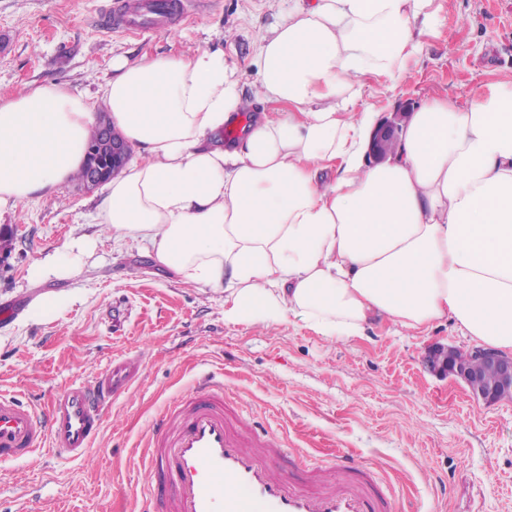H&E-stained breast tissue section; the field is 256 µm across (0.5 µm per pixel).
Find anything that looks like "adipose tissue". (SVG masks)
<instances>
[{
    "instance_id": "ef3b65f1",
    "label": "adipose tissue",
    "mask_w": 512,
    "mask_h": 512,
    "mask_svg": "<svg viewBox=\"0 0 512 512\" xmlns=\"http://www.w3.org/2000/svg\"><path fill=\"white\" fill-rule=\"evenodd\" d=\"M440 10L298 0L258 45L253 94L269 109L247 124L221 50L115 59L101 98L140 158L108 182L95 222L180 281L223 291L233 324L294 315L350 339L377 317L412 331L447 318L512 353V86L434 99L369 160L379 113L357 86L400 79ZM95 122L65 84L0 96V210L71 180ZM87 249L68 242L30 279L79 274Z\"/></svg>"
}]
</instances>
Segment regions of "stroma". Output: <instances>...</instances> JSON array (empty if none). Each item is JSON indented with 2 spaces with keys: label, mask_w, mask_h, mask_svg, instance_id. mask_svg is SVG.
Masks as SVG:
<instances>
[{
  "label": "stroma",
  "mask_w": 512,
  "mask_h": 512,
  "mask_svg": "<svg viewBox=\"0 0 512 512\" xmlns=\"http://www.w3.org/2000/svg\"><path fill=\"white\" fill-rule=\"evenodd\" d=\"M115 0H0V94L67 83L96 113L114 58L186 56L219 48L244 90L256 80L259 39L294 0H204L166 32H99ZM432 34L402 80L366 79L362 101L381 114L415 111L445 94L466 102L512 83V0H442ZM101 189L72 181L53 195L0 212V391L45 404L112 361L140 358L142 376L113 403L78 459L43 448L0 462V512H140L132 489L155 416L205 374L224 379L240 419L277 433L287 456L276 472L302 476L344 456L370 471L397 512H512V400H476L426 364L436 346L470 348L454 324L422 332L376 320L364 337L330 340L298 319L232 324L224 295L179 281L137 243L116 242L93 214ZM92 250L80 274L33 281L29 267L64 242ZM57 298L53 316L31 309Z\"/></svg>",
  "instance_id": "1"
}]
</instances>
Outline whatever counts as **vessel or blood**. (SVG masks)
<instances>
[{
    "label": "vessel or blood",
    "mask_w": 512,
    "mask_h": 512,
    "mask_svg": "<svg viewBox=\"0 0 512 512\" xmlns=\"http://www.w3.org/2000/svg\"><path fill=\"white\" fill-rule=\"evenodd\" d=\"M196 0H141L130 9L117 0L104 18L106 29L137 31L162 27L184 15ZM137 358L114 360L94 381L74 382L47 407L0 393V462L18 460L48 447L82 456L100 434L113 400L138 379ZM285 453L272 432L239 425L224 401L223 385L201 380L193 393L168 407L151 429L142 467L150 473L142 496L154 512H392L380 503L361 465L342 460L320 470L316 489L275 473Z\"/></svg>",
    "instance_id": "1"
}]
</instances>
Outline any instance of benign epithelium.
Here are the masks:
<instances>
[{
  "label": "benign epithelium",
  "instance_id": "7a95c632",
  "mask_svg": "<svg viewBox=\"0 0 512 512\" xmlns=\"http://www.w3.org/2000/svg\"><path fill=\"white\" fill-rule=\"evenodd\" d=\"M407 118L405 112H393L381 121L369 152L374 161L384 160L394 150ZM130 154L127 143L114 141L112 157L102 160L98 158L97 145L89 143L84 187L94 188L107 182L125 165ZM427 362L432 371L460 379L473 396L487 403L512 397V356L478 346L467 351L437 346L428 352Z\"/></svg>",
  "mask_w": 512,
  "mask_h": 512
}]
</instances>
